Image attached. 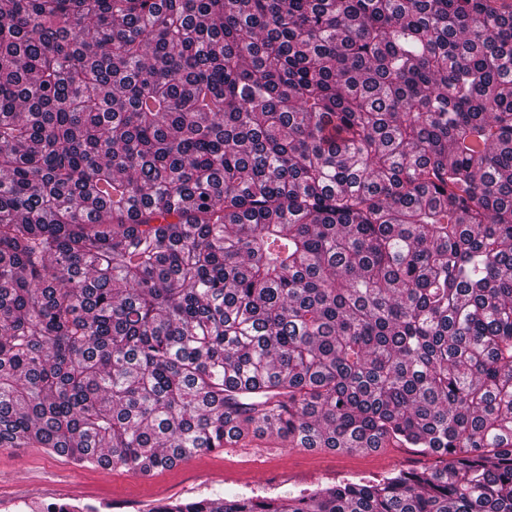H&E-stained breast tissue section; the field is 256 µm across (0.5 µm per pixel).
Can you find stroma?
<instances>
[{"mask_svg":"<svg viewBox=\"0 0 512 512\" xmlns=\"http://www.w3.org/2000/svg\"><path fill=\"white\" fill-rule=\"evenodd\" d=\"M418 449L390 445L370 452L328 448L284 449L264 435L243 445L195 455L177 467L142 476L125 468L74 465L38 448H0V512L25 503L43 512L53 502L78 500L110 505L111 512H148L167 498L194 500L222 492L271 496L317 483L374 479L396 468L436 465Z\"/></svg>","mask_w":512,"mask_h":512,"instance_id":"obj_1","label":"stroma"}]
</instances>
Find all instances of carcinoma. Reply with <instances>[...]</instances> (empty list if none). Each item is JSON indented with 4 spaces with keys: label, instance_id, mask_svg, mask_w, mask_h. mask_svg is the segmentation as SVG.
<instances>
[{
    "label": "carcinoma",
    "instance_id": "obj_1",
    "mask_svg": "<svg viewBox=\"0 0 512 512\" xmlns=\"http://www.w3.org/2000/svg\"><path fill=\"white\" fill-rule=\"evenodd\" d=\"M256 435L445 465L149 512H512V0H0V448Z\"/></svg>",
    "mask_w": 512,
    "mask_h": 512
}]
</instances>
